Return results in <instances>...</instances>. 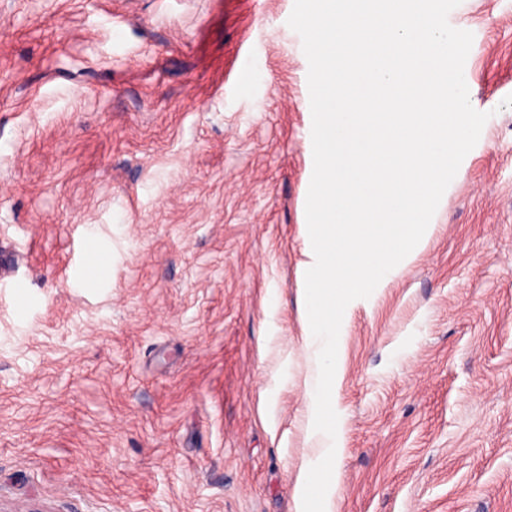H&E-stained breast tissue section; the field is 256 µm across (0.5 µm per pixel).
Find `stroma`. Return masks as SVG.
Listing matches in <instances>:
<instances>
[{"instance_id": "1", "label": "stroma", "mask_w": 512, "mask_h": 512, "mask_svg": "<svg viewBox=\"0 0 512 512\" xmlns=\"http://www.w3.org/2000/svg\"><path fill=\"white\" fill-rule=\"evenodd\" d=\"M294 0H0V512H299ZM415 259L351 304L325 512H512V0Z\"/></svg>"}]
</instances>
